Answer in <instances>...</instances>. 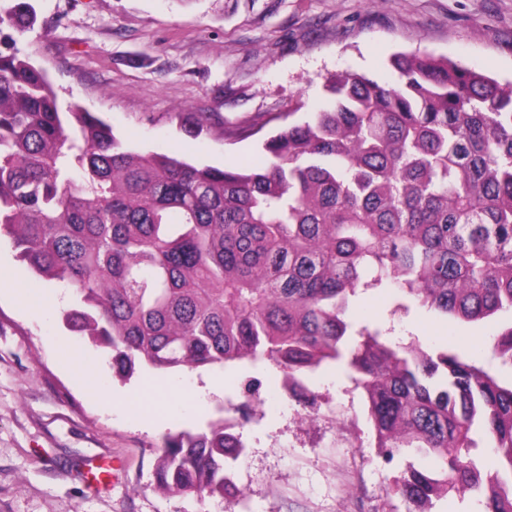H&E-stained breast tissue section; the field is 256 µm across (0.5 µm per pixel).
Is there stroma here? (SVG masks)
Returning a JSON list of instances; mask_svg holds the SVG:
<instances>
[{
  "label": "stroma",
  "instance_id": "1",
  "mask_svg": "<svg viewBox=\"0 0 512 512\" xmlns=\"http://www.w3.org/2000/svg\"><path fill=\"white\" fill-rule=\"evenodd\" d=\"M36 23L16 46L47 73L61 106L96 113L127 147L195 165L257 164L289 115L325 103L337 72L391 80L397 52L427 50L512 81V0H31ZM204 118L200 135L192 130ZM0 512H407L392 491L432 458L408 448L384 461L345 367L310 379L318 418L280 395L278 369L246 363L159 374L156 420L106 395L132 390L103 349L74 336L61 309L74 294L35 276L0 237ZM35 297L17 306L14 289ZM370 291L350 319L386 323L403 340L451 346L492 366L482 342L499 320H445ZM259 381L239 429L234 480L245 505L153 488L167 434L231 418L241 383ZM278 391L270 402V391Z\"/></svg>",
  "mask_w": 512,
  "mask_h": 512
}]
</instances>
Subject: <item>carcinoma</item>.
Masks as SVG:
<instances>
[{"instance_id":"obj_1","label":"carcinoma","mask_w":512,"mask_h":512,"mask_svg":"<svg viewBox=\"0 0 512 512\" xmlns=\"http://www.w3.org/2000/svg\"><path fill=\"white\" fill-rule=\"evenodd\" d=\"M35 21L29 0H0V27ZM390 67L392 81L328 77L329 104L239 170L127 150L93 113L61 111L28 57L0 51V231L36 275L75 290L62 320L111 352L120 379L269 363L315 414L305 379L342 364L379 453L436 460L394 484L408 512L457 487L485 491L482 512H512V382L346 320L369 289L467 322L512 312V83L426 52ZM489 351L512 368V319ZM234 428L169 435L155 486L243 502ZM482 442L489 474L470 458Z\"/></svg>"}]
</instances>
